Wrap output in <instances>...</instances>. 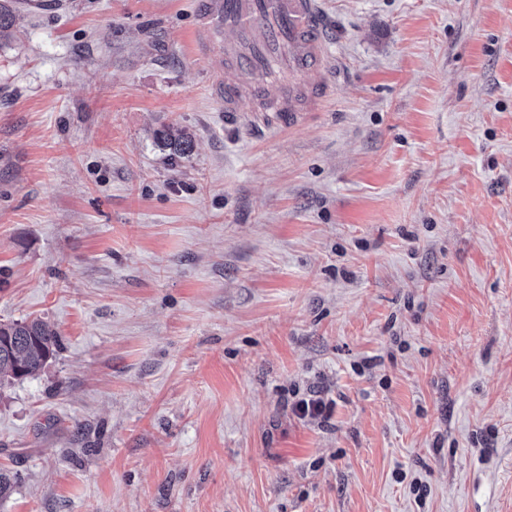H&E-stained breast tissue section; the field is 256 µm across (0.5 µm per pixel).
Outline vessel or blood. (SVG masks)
<instances>
[{
	"label": "vessel or blood",
	"mask_w": 512,
	"mask_h": 512,
	"mask_svg": "<svg viewBox=\"0 0 512 512\" xmlns=\"http://www.w3.org/2000/svg\"><path fill=\"white\" fill-rule=\"evenodd\" d=\"M202 18L231 35L224 61L238 80L217 87L225 112L237 114L247 100L281 123L294 121L298 101L322 86L328 63L317 0H205Z\"/></svg>",
	"instance_id": "vessel-or-blood-1"
}]
</instances>
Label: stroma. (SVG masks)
I'll return each instance as SVG.
<instances>
[{"label":"stroma","mask_w":512,"mask_h":512,"mask_svg":"<svg viewBox=\"0 0 512 512\" xmlns=\"http://www.w3.org/2000/svg\"><path fill=\"white\" fill-rule=\"evenodd\" d=\"M200 3L0 47V319L60 336L0 512H512V0H320L286 128L225 121Z\"/></svg>","instance_id":"35a3bbf8"}]
</instances>
